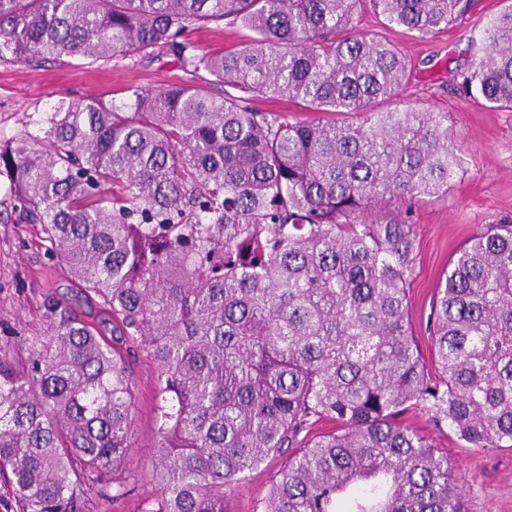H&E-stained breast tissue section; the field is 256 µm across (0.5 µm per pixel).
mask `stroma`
<instances>
[{"mask_svg":"<svg viewBox=\"0 0 512 512\" xmlns=\"http://www.w3.org/2000/svg\"><path fill=\"white\" fill-rule=\"evenodd\" d=\"M510 7L512 0H478L472 13L425 38L386 27L383 17L370 12L357 23L359 31L392 41L408 63L404 84L393 98L378 104V111L439 113L461 152L462 168L449 179L447 196L419 200L411 207L415 252L408 304L412 331L426 359L431 356V304L450 262L474 233L512 220V112L488 109L457 88L458 73L468 68L483 46L487 23ZM189 80L166 56L98 69L0 59V140L10 138L29 114L48 105L94 95L122 107L130 104L132 91ZM51 293L70 298L79 317L96 321L98 307L77 297L65 265L51 253L38 225L0 220V353L23 365L34 344L46 342L43 302ZM126 360L136 385L133 446L125 464L133 490L113 500L90 497L85 512H136L138 502L156 489L152 449L157 367L135 347L127 351ZM408 423L447 449L474 512H512L511 449L474 453L424 417H409ZM285 460L282 454L271 456L227 489L230 512H253Z\"/></svg>","mask_w":512,"mask_h":512,"instance_id":"stroma-1","label":"stroma"}]
</instances>
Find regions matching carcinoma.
<instances>
[{
  "mask_svg": "<svg viewBox=\"0 0 512 512\" xmlns=\"http://www.w3.org/2000/svg\"><path fill=\"white\" fill-rule=\"evenodd\" d=\"M475 0H0V58L87 67L169 56L189 86L51 106L0 143L6 208L37 224L95 326L51 296L49 341L0 354V475L22 512H83L132 488L134 380L118 343L156 364L157 487L139 512H230L226 489L288 453L253 512H471L427 417L476 452L512 449V222L479 230L412 332L409 215L462 167L434 112H378L407 74L356 31L369 7L428 36ZM242 42L203 52L195 31ZM462 88L512 111V8L484 30ZM357 124L248 107L283 96ZM328 431L311 433L319 422Z\"/></svg>",
  "mask_w": 512,
  "mask_h": 512,
  "instance_id": "1",
  "label": "carcinoma"
}]
</instances>
